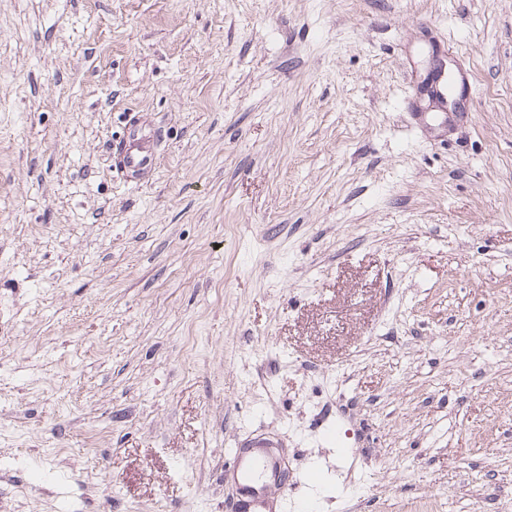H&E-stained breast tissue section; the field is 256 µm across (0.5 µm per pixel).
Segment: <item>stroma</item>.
I'll list each match as a JSON object with an SVG mask.
<instances>
[{
	"mask_svg": "<svg viewBox=\"0 0 512 512\" xmlns=\"http://www.w3.org/2000/svg\"><path fill=\"white\" fill-rule=\"evenodd\" d=\"M256 429L279 512L512 492V0H0V512H228ZM159 135L157 130L140 136L138 132H133L118 142L115 146V163L123 175L144 171L151 166Z\"/></svg>",
	"mask_w": 512,
	"mask_h": 512,
	"instance_id": "35a3bbf8",
	"label": "stroma"
}]
</instances>
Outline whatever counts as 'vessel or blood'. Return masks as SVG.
<instances>
[{"label": "vessel or blood", "instance_id": "b4317fda", "mask_svg": "<svg viewBox=\"0 0 512 512\" xmlns=\"http://www.w3.org/2000/svg\"><path fill=\"white\" fill-rule=\"evenodd\" d=\"M159 134H131L116 146L115 163L121 173H136L151 166ZM228 475L235 490L236 504L241 512H268L269 483L280 478V464L270 452L262 435H254L231 452Z\"/></svg>", "mask_w": 512, "mask_h": 512}]
</instances>
